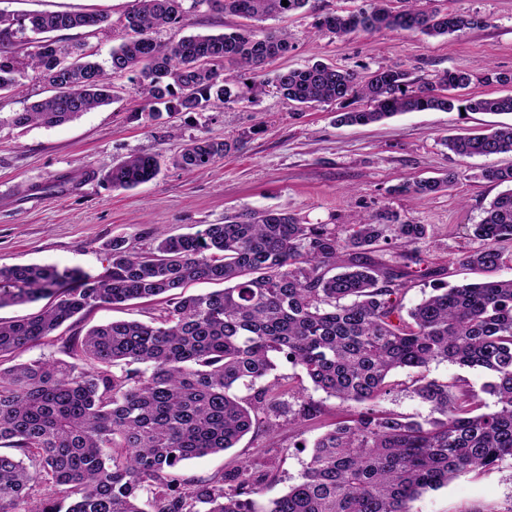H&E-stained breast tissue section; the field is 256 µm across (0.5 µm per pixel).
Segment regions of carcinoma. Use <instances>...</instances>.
Segmentation results:
<instances>
[{
  "mask_svg": "<svg viewBox=\"0 0 512 512\" xmlns=\"http://www.w3.org/2000/svg\"><path fill=\"white\" fill-rule=\"evenodd\" d=\"M310 0H134L125 15L128 39L112 49L109 66L87 59L52 32L92 28L96 13H35L20 22L36 38L17 41L14 20L0 12V93L20 94L19 58L54 94L10 113L14 127L55 126L111 100L110 75L130 74L146 87L148 116L199 112L237 103L272 88L301 108L336 103L337 122L367 125L403 112L512 113V95L475 97L474 80L509 87L512 72L488 65L444 70L417 83L400 65L366 76L315 62L257 78L266 62L292 48L291 36L262 22L302 9ZM372 0L368 10L327 13L317 31L338 37L382 28L427 36H463L484 27L478 14L442 12L423 0ZM248 20L218 34L156 41L166 25H190L202 7ZM252 74L241 90L242 77ZM462 159L512 154V124L488 133L446 138ZM231 150L226 140L198 137L172 158L201 174ZM167 158L131 156L102 179L114 189L153 180ZM464 172L406 180L396 192L425 197L446 191ZM481 178L511 188L471 227L478 246L467 264L486 271L509 256L512 167H486ZM424 224L391 214L378 223L303 224L276 209L248 210L183 235L154 233L138 251L123 238L108 245L99 275L53 265L0 267V308L48 298L26 318L0 320V357L52 335L65 322L103 304L133 300L158 305L149 322L113 321L63 343L69 360L37 359L0 367V512H412L428 490L512 458V279L435 287L409 310L405 268L421 261ZM392 250L383 261L375 253ZM224 284L187 295L194 281ZM300 370L314 388L361 407L318 438L300 480L260 504L257 464L190 481L179 474L190 459L235 447L250 430L267 432L288 408L292 422L318 418L321 405L300 399L287 377L268 380L277 362ZM488 370L482 391L497 409L481 411L479 394L463 379L429 377L434 363ZM415 373L412 392L436 417L425 422L379 408L391 374ZM244 386L246 397L234 394ZM296 399L286 405L285 396Z\"/></svg>",
  "mask_w": 512,
  "mask_h": 512,
  "instance_id": "1",
  "label": "carcinoma"
}]
</instances>
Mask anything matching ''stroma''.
<instances>
[{
  "instance_id": "stroma-1",
  "label": "stroma",
  "mask_w": 512,
  "mask_h": 512,
  "mask_svg": "<svg viewBox=\"0 0 512 512\" xmlns=\"http://www.w3.org/2000/svg\"><path fill=\"white\" fill-rule=\"evenodd\" d=\"M134 0H0V12L15 18L35 12L98 13L109 21L93 29L59 32L65 43L83 44L99 62L127 39L121 21ZM370 0H315L313 9L275 20L287 29L294 48L267 66L274 73L315 62L331 63L364 75L399 64L420 82L437 72L488 65L512 71V0H433L450 12L487 16L486 27L466 35L429 37L418 32L381 29L344 38L315 34L318 15L368 8ZM109 105L54 127H0V266L39 263L79 268L92 274L108 265L107 245L123 238L146 249L155 230L193 233L243 210L277 209L305 224H348L356 215L393 213L427 225L420 243L422 264L407 270L410 288L405 307L427 296L434 282L458 285L484 280L467 265L474 249L472 225L480 223L501 185L478 178L487 165H512L511 155L461 159L442 144L444 137L467 130L512 123V114L488 112H406L368 126L335 122L336 105L298 109L275 92L253 101L200 112L162 116L142 114L147 93L127 76L112 79ZM210 136L233 143V150L203 174L168 167L132 190L110 187L102 173L133 154H177L193 138ZM97 178H79L80 168ZM460 172L449 190L416 199L395 193L404 180L440 178ZM154 307L102 305L66 323L58 335L41 340L15 356L22 363L61 357L64 338L113 320L150 321ZM277 374L299 380L304 397L321 403V415L297 426L280 416L274 434L248 433L224 452L193 459L181 468L185 478L205 480L236 468L242 460L263 463L266 478L261 501L287 492L300 478L313 442L349 410L314 388L290 364ZM381 409L417 420L431 418L429 404L408 388L407 372L395 373ZM512 507V459L462 476L421 495L412 512H507Z\"/></svg>"
}]
</instances>
